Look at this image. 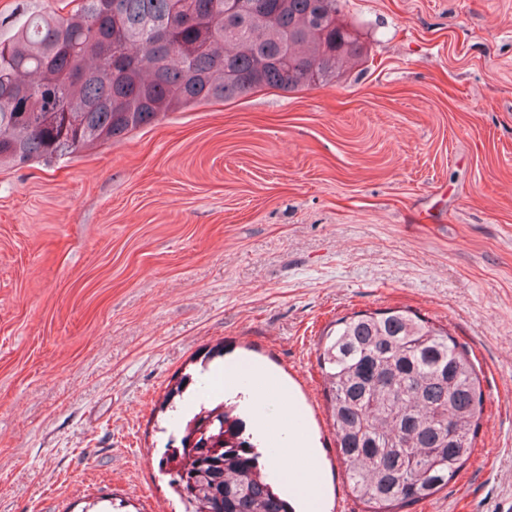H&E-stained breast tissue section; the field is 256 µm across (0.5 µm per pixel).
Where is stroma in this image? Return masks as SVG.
Returning a JSON list of instances; mask_svg holds the SVG:
<instances>
[{"mask_svg":"<svg viewBox=\"0 0 512 512\" xmlns=\"http://www.w3.org/2000/svg\"><path fill=\"white\" fill-rule=\"evenodd\" d=\"M367 62L0 166V512H182L158 472L169 384L223 344L264 364L272 443L314 440L316 512L348 494L323 331L407 307L467 344L485 418L408 512H512V0H343ZM299 406L287 415L283 405Z\"/></svg>","mask_w":512,"mask_h":512,"instance_id":"obj_1","label":"stroma"}]
</instances>
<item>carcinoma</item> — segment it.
I'll return each instance as SVG.
<instances>
[{
  "mask_svg": "<svg viewBox=\"0 0 512 512\" xmlns=\"http://www.w3.org/2000/svg\"><path fill=\"white\" fill-rule=\"evenodd\" d=\"M79 0L25 12L0 39V165L51 162L159 115L261 89L336 81L368 47L341 0ZM318 363L336 453L364 512H404L448 487L484 416L481 369L448 329L407 307L359 311L323 334ZM183 374L159 405L174 408ZM237 405H200L159 472L183 512H294L259 465Z\"/></svg>",
  "mask_w": 512,
  "mask_h": 512,
  "instance_id": "carcinoma-1",
  "label": "carcinoma"
}]
</instances>
